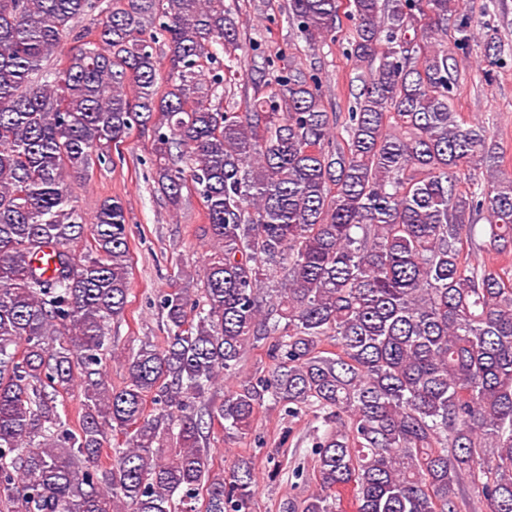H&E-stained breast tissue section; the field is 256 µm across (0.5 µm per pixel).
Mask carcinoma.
<instances>
[{
	"label": "carcinoma",
	"mask_w": 512,
	"mask_h": 512,
	"mask_svg": "<svg viewBox=\"0 0 512 512\" xmlns=\"http://www.w3.org/2000/svg\"><path fill=\"white\" fill-rule=\"evenodd\" d=\"M350 5L341 114L292 65L242 111L214 104L239 67L224 0H109L94 31L77 23L100 0H0L6 512H251L255 464L215 471L209 428L249 434L267 398L317 422L301 512H338L345 490L355 512H512V174L455 110L465 2ZM339 7L288 0V24L333 41ZM147 129L157 190L174 211L199 196L211 253L160 295L164 341L123 356L114 387L128 218L110 198L87 223L71 183ZM261 345L269 375L216 399ZM75 389L72 430L58 397Z\"/></svg>",
	"instance_id": "cac0c4a2"
}]
</instances>
